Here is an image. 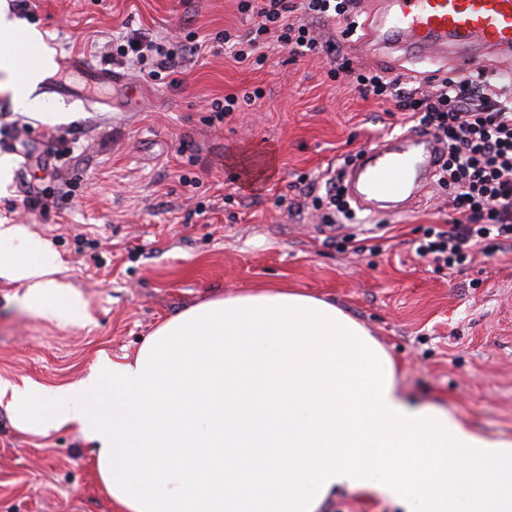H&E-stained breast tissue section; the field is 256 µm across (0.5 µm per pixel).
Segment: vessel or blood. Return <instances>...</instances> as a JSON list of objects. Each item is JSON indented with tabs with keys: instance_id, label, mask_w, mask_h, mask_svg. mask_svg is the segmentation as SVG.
Instances as JSON below:
<instances>
[{
	"instance_id": "vessel-or-blood-1",
	"label": "vessel or blood",
	"mask_w": 512,
	"mask_h": 512,
	"mask_svg": "<svg viewBox=\"0 0 512 512\" xmlns=\"http://www.w3.org/2000/svg\"><path fill=\"white\" fill-rule=\"evenodd\" d=\"M413 51L436 60L455 54L456 67L483 73V54L512 59V0H374L364 33L351 54L376 55ZM58 73L42 85L43 94L82 99L68 88L63 72L81 73L91 85H122L124 73L98 67L73 56H57ZM441 156L440 144L416 130L387 135L361 150L345 172L347 192L363 211L394 213L415 207L430 191Z\"/></svg>"
}]
</instances>
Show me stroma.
I'll return each mask as SVG.
<instances>
[{
    "label": "stroma",
    "instance_id": "1",
    "mask_svg": "<svg viewBox=\"0 0 512 512\" xmlns=\"http://www.w3.org/2000/svg\"><path fill=\"white\" fill-rule=\"evenodd\" d=\"M9 13L36 26L48 47L99 62L133 31L206 50L161 78L125 61L126 88H98L92 105L44 99L67 113L51 124L15 110L0 92V155L15 161L0 186V222L18 224L56 252L55 279L82 301L77 321L43 317L27 285L0 275V379L56 388L99 357L134 355L162 321L210 298L278 285L336 303L392 355L403 390L440 402L482 435L512 439V253H476L456 273L415 253L434 202L404 213H358L361 229L386 225L388 251L350 245L307 205L303 177L338 167L403 116L328 79L320 55L269 50L237 64L216 43L247 30L238 0H30ZM260 90L224 121L211 104ZM74 151L58 162V137ZM47 196L49 213L22 207ZM205 216H198L199 206ZM0 512H118L77 427L21 431L0 403ZM319 512H398L364 493L330 494Z\"/></svg>",
    "mask_w": 512,
    "mask_h": 512
}]
</instances>
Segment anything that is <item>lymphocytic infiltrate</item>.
Returning a JSON list of instances; mask_svg holds the SVG:
<instances>
[{
  "instance_id": "1",
  "label": "lymphocytic infiltrate",
  "mask_w": 512,
  "mask_h": 512,
  "mask_svg": "<svg viewBox=\"0 0 512 512\" xmlns=\"http://www.w3.org/2000/svg\"><path fill=\"white\" fill-rule=\"evenodd\" d=\"M360 0H239L255 24L244 33L224 31L221 40L237 63H263L264 51L278 46L295 55H322L330 78L346 77L363 97L403 114L414 128L432 133L443 147L435 185L448 207V221L426 227L417 241L419 257L439 270L471 264L475 252L512 247V94L493 80L435 74L424 86L407 89L384 71L354 67L343 42L359 26ZM337 26L328 36L319 23ZM201 44L175 46L136 33L115 51L139 66L167 72ZM339 169L329 171L324 190L308 184L314 208H325L328 224L352 222L356 213Z\"/></svg>"
}]
</instances>
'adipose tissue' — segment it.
<instances>
[{
    "mask_svg": "<svg viewBox=\"0 0 512 512\" xmlns=\"http://www.w3.org/2000/svg\"><path fill=\"white\" fill-rule=\"evenodd\" d=\"M43 36L0 10V90L31 110ZM56 254L0 229V271L43 314L75 319ZM21 429L79 426L120 512H317L372 490L401 512H512V441L408 401L393 360L351 315L285 288L231 294L164 322L124 361L55 390L0 383ZM112 417L104 426L101 412Z\"/></svg>",
    "mask_w": 512,
    "mask_h": 512,
    "instance_id": "adipose-tissue-1",
    "label": "adipose tissue"
}]
</instances>
